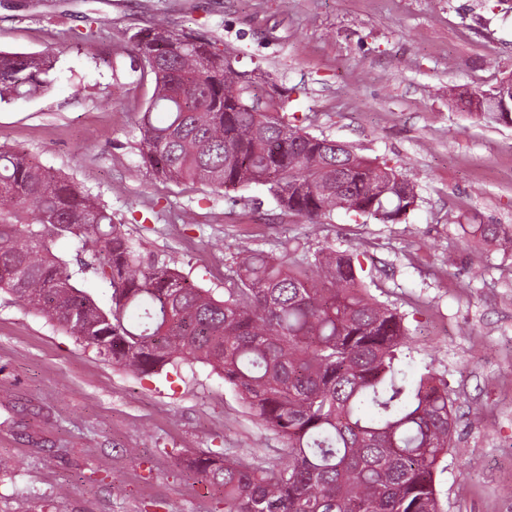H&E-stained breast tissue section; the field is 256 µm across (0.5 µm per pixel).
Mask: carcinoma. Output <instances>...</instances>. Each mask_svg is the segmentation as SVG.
<instances>
[{
    "mask_svg": "<svg viewBox=\"0 0 512 512\" xmlns=\"http://www.w3.org/2000/svg\"><path fill=\"white\" fill-rule=\"evenodd\" d=\"M154 91L137 150L154 174L217 191L263 186L279 209L325 224L337 211L395 224L415 209L398 166L313 136L285 115L288 89L203 35L163 20L131 37ZM51 53L0 51V103L44 94ZM479 97L512 126V83ZM163 112V123L152 114ZM484 245L512 244L500 224H461ZM79 243V258L54 252ZM354 254L325 240L232 256L224 297L146 256L97 198L22 151L0 150V292L134 375L203 363L247 411L285 439L287 462L206 451L191 463L226 512H443L436 475L457 424L448 383L402 368L403 316L364 286ZM112 290L101 307L80 281Z\"/></svg>",
    "mask_w": 512,
    "mask_h": 512,
    "instance_id": "cac0c4a2",
    "label": "carcinoma"
}]
</instances>
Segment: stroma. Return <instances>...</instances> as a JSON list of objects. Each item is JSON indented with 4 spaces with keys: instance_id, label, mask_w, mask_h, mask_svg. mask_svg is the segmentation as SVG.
Returning <instances> with one entry per match:
<instances>
[{
    "instance_id": "obj_1",
    "label": "stroma",
    "mask_w": 512,
    "mask_h": 512,
    "mask_svg": "<svg viewBox=\"0 0 512 512\" xmlns=\"http://www.w3.org/2000/svg\"><path fill=\"white\" fill-rule=\"evenodd\" d=\"M195 31L291 88L316 136L402 167L418 207L398 224L284 214L261 186L227 197L156 179L136 149L149 82L130 38L153 18ZM54 49L52 90L0 104V143L97 196L147 254L224 294L243 248L330 240L406 317L409 378L448 382L460 416L436 477L446 512H512V253L464 224L512 226V128L458 106L512 74L505 0H0V49ZM195 221L183 223L185 211ZM286 442L210 367L135 376L0 295V512H224L198 449L281 455Z\"/></svg>"
}]
</instances>
